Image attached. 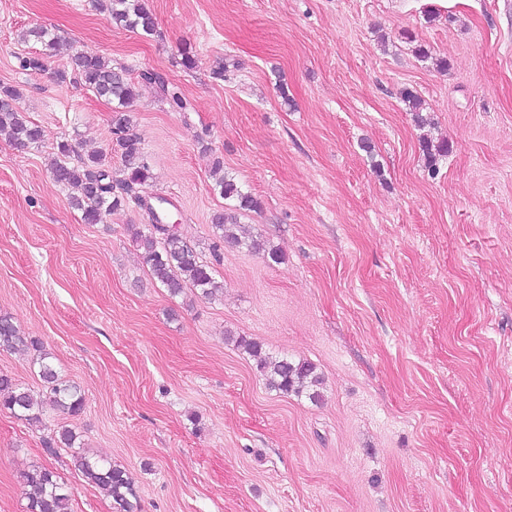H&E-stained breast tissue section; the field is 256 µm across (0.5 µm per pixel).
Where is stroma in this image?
Listing matches in <instances>:
<instances>
[{
  "label": "stroma",
  "instance_id": "1",
  "mask_svg": "<svg viewBox=\"0 0 512 512\" xmlns=\"http://www.w3.org/2000/svg\"><path fill=\"white\" fill-rule=\"evenodd\" d=\"M144 2L150 35L100 0H0V86L44 131L28 149L0 135V316L83 398L74 417L0 412V512H26L31 465L72 488L70 512H112L70 449L46 451L64 427L130 474L136 512H512V0ZM33 27L58 51L23 40ZM75 53L137 79L152 172L101 224L49 168L63 140L111 148V104L55 76ZM425 136L448 143L433 173ZM217 158L280 262L220 246ZM153 207L222 299L151 278L133 232ZM239 335L312 363L321 400L268 390Z\"/></svg>",
  "mask_w": 512,
  "mask_h": 512
}]
</instances>
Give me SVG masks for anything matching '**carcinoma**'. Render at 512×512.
Wrapping results in <instances>:
<instances>
[{"instance_id": "cac0c4a2", "label": "carcinoma", "mask_w": 512, "mask_h": 512, "mask_svg": "<svg viewBox=\"0 0 512 512\" xmlns=\"http://www.w3.org/2000/svg\"><path fill=\"white\" fill-rule=\"evenodd\" d=\"M107 18L120 26L141 30L145 34L155 31L153 14L142 0H103L101 4ZM34 38L47 48L53 49L58 38L48 30L36 27L25 32L22 39ZM58 78H70L96 96L114 104L112 116L113 151L120 156L122 168L114 171L107 155L94 152L87 156L75 153L67 142L57 145L51 164V173L57 183L70 191L71 205L81 213L85 224H100L104 217L125 206L133 199L135 189L151 179V166L134 132L130 104L138 96L136 83L126 71L115 69L109 61L97 55L76 53L70 57L69 70L58 73ZM145 82L159 85L163 94L178 108H185L179 92L171 89L163 77L151 71L142 73ZM20 93L14 87H0V132L8 133L12 142L21 149L39 146L44 131L38 124L27 119L18 107ZM212 178L219 195L232 201V205L215 213L212 225L224 247L234 249L245 241L236 233L239 216L261 208L251 193L245 191L235 178L225 174L224 161L217 158L212 166ZM140 250L142 263L151 276L167 291L177 296L191 288L200 298L214 300L224 291V284L215 278V269L204 261L196 249L178 234L177 227L160 224L159 215L151 214L148 228L133 233ZM236 348L248 354L256 363V369L266 387L284 396H305L317 402L321 399V377L313 364L293 360L286 356H273L263 351V346L245 336L232 338ZM0 348L6 350L38 351L36 364L39 377L49 390L50 401L57 409L69 415L82 411L83 401L79 387L60 375L52 353L43 349L38 340L22 336L11 318L0 317ZM32 421L38 419L39 403L33 394L16 384L12 377L0 375V411ZM76 433L63 428L46 443L49 453L58 448H72ZM76 465L90 484L103 490L115 512H134L133 500L136 489L126 471L112 462L94 456H76ZM21 478L26 487L27 512H70L72 491L58 481L57 475L47 467L32 465L23 471Z\"/></svg>"}]
</instances>
